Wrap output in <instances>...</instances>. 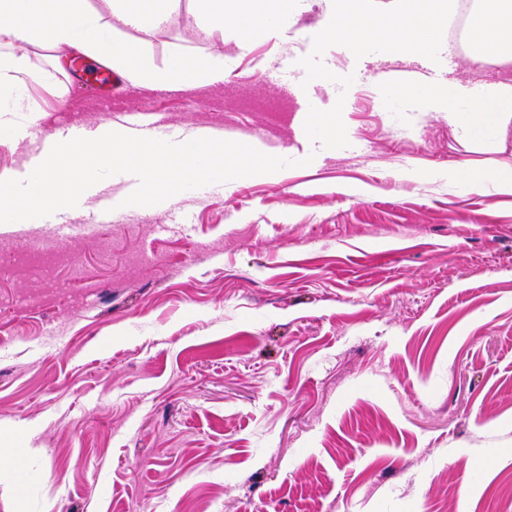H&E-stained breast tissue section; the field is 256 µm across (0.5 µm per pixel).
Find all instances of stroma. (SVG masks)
<instances>
[{
	"label": "stroma",
	"instance_id": "1",
	"mask_svg": "<svg viewBox=\"0 0 512 512\" xmlns=\"http://www.w3.org/2000/svg\"><path fill=\"white\" fill-rule=\"evenodd\" d=\"M200 10L116 34L156 70L176 47L223 56V80L192 90L116 97L26 50L39 111L0 136V171L136 116L293 165L159 207L125 205L133 175L108 177L64 221L105 199L123 219L70 242L55 294L30 308L37 282L0 276V448L22 449L0 512H512V193L448 175L512 166V129L463 136L400 94L512 83V63L471 61L444 31L424 59L314 52L327 0L250 45ZM323 65L331 86L303 80ZM304 110L335 114L332 143ZM54 238L43 218L6 224L0 254Z\"/></svg>",
	"mask_w": 512,
	"mask_h": 512
}]
</instances>
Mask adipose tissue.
Returning <instances> with one entry per match:
<instances>
[{"label":"adipose tissue","mask_w":512,"mask_h":512,"mask_svg":"<svg viewBox=\"0 0 512 512\" xmlns=\"http://www.w3.org/2000/svg\"><path fill=\"white\" fill-rule=\"evenodd\" d=\"M179 0H112L108 18L87 7V0H0V46L22 44L40 48L69 49L98 63H107L120 75L157 87L183 89L201 81L224 77L220 57L196 58L175 48L170 63L153 70L142 47L118 42L112 35L118 27L162 23ZM204 17L214 27L233 25L245 43L271 37L276 31L280 0H201ZM331 23L323 25L318 39L341 38L357 44L384 40L390 52L427 56L435 38L453 13L454 0H396L394 8L376 11L366 0H339ZM473 61L512 62V0H479L467 25ZM30 75L26 55L0 53V129L8 128L16 112H32L36 106L20 94ZM448 94L466 103L463 111L448 113V123L469 134V115L483 113L485 123L498 133L512 128V84L474 89L452 86Z\"/></svg>","instance_id":"adipose-tissue-1"}]
</instances>
